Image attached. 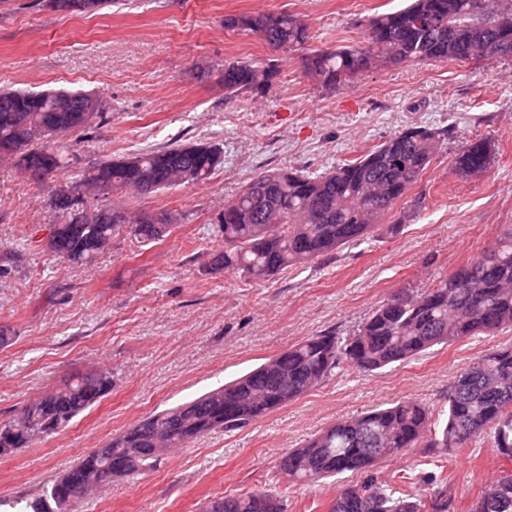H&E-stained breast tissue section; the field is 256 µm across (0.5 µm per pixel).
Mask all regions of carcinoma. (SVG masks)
Instances as JSON below:
<instances>
[{"mask_svg": "<svg viewBox=\"0 0 512 512\" xmlns=\"http://www.w3.org/2000/svg\"><path fill=\"white\" fill-rule=\"evenodd\" d=\"M57 9H96L103 0H52ZM512 0H410L405 7L371 19L364 45L326 48L303 57L305 72L325 90H334L374 67L427 61L512 60V26L495 24L501 5ZM224 27L260 36L285 52L304 48L308 26L280 13L224 18ZM276 70L248 61L224 64V96L263 94ZM96 97L81 92L0 91V150L21 156V171L39 183L70 162L56 142L36 137L47 120L70 134L87 127L86 112L104 114ZM452 128L403 129L354 160L312 176L291 169L264 171L252 178L216 215L224 251L212 259L224 270L265 281L288 268L330 257L344 245L376 236L380 222L421 179ZM487 138L465 142L452 158L455 172L486 170L494 158ZM223 163L219 144L199 141L147 148L121 159H106L77 174L56 193L55 208L67 217L51 234L54 257L87 264L127 231L142 243L166 233L168 217L128 214L107 206L92 210L85 190L98 187L97 200L114 192L138 195L207 180ZM165 223H157V219ZM512 328V226L481 258L458 267L420 290H401L381 301L347 337L334 332L309 336L266 359L247 373L202 395L165 409L114 435L65 471L68 484L52 483L18 512H65L96 485L103 468L118 460L123 474L154 466L172 448H181L216 430L231 431L287 406L347 364L365 372L416 358L437 345ZM112 390L107 372L85 375L27 403L10 421L26 429L7 437L14 450L67 429ZM489 438L512 461V347L473 363L448 384L444 406L398 402L341 420L300 448L288 451L281 468L297 482L311 483L346 473H363L360 485H346L330 512H455L444 490L407 491L378 482L374 463L411 448H467ZM207 512H283L271 494L250 491L209 502ZM470 512H512V471L490 481Z\"/></svg>", "mask_w": 512, "mask_h": 512, "instance_id": "carcinoma-1", "label": "carcinoma"}]
</instances>
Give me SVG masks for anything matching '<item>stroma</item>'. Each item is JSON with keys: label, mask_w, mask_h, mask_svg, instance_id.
<instances>
[{"label": "stroma", "mask_w": 512, "mask_h": 512, "mask_svg": "<svg viewBox=\"0 0 512 512\" xmlns=\"http://www.w3.org/2000/svg\"><path fill=\"white\" fill-rule=\"evenodd\" d=\"M404 0H105L92 12L50 0H0V90L83 92L107 103L104 122L66 136L72 166L35 183L0 158V424L30 400L100 371L112 391L65 431L0 457V500L39 497L90 449L138 421L231 381L304 337L346 336L380 301L427 287L476 259L512 225V61L403 63L333 92L303 67L302 51L274 49L225 28L231 15L287 13L308 26L307 49L359 46L372 16ZM276 65L262 95L225 99L224 61ZM452 127L448 145L386 216L373 240L328 260L253 282L209 268L224 249L212 223L258 173H322L407 127ZM495 144L490 167L466 177L451 158L469 139ZM220 144L224 162L204 183L108 206L176 220L146 246L117 236L91 265L55 260L52 200L77 170L173 141ZM512 345V329L437 346L366 374L344 366L288 406L242 429L210 433L142 473L112 479L71 512H203L214 499L266 490L287 512H328L344 474L308 485L279 467L324 427L414 398L441 406L449 382L483 355ZM487 439L448 452L414 448L372 473H435L456 512L511 467Z\"/></svg>", "instance_id": "stroma-1"}]
</instances>
